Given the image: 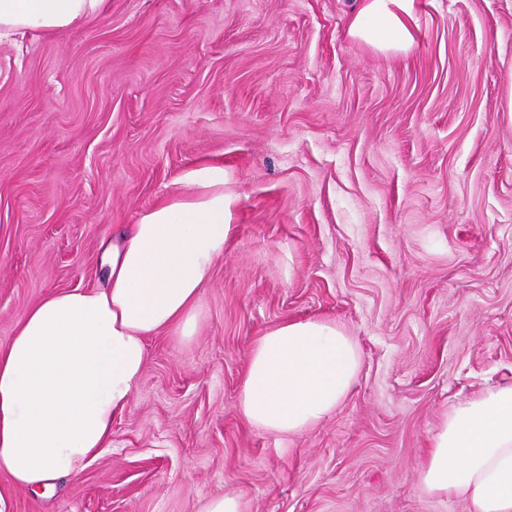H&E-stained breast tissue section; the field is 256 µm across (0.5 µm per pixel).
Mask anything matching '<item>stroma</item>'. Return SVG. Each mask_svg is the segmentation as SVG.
Returning <instances> with one entry per match:
<instances>
[{"label": "stroma", "mask_w": 512, "mask_h": 512, "mask_svg": "<svg viewBox=\"0 0 512 512\" xmlns=\"http://www.w3.org/2000/svg\"><path fill=\"white\" fill-rule=\"evenodd\" d=\"M358 0H111L0 44V344L100 287L116 228L224 169L236 229L194 336L148 340L112 442L0 512H469L417 483L459 397L512 382V0H419L414 47L348 39ZM357 342L350 396L297 435L239 391L269 329Z\"/></svg>", "instance_id": "1"}]
</instances>
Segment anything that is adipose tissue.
I'll return each mask as SVG.
<instances>
[{"mask_svg":"<svg viewBox=\"0 0 512 512\" xmlns=\"http://www.w3.org/2000/svg\"><path fill=\"white\" fill-rule=\"evenodd\" d=\"M109 0H0V43L27 32L80 27ZM417 0H361L346 34L379 52L407 53ZM186 188L144 211L106 261L105 287L45 296L0 345V475L35 489L79 474L108 447L143 378L147 340L193 335L198 300L233 232L224 170L202 166ZM361 366L352 336L335 321H288L251 350L239 408L253 426L296 434L330 416ZM418 484L461 497L470 512H512V384L457 400L432 438Z\"/></svg>","mask_w":512,"mask_h":512,"instance_id":"ef3b65f1","label":"adipose tissue"}]
</instances>
